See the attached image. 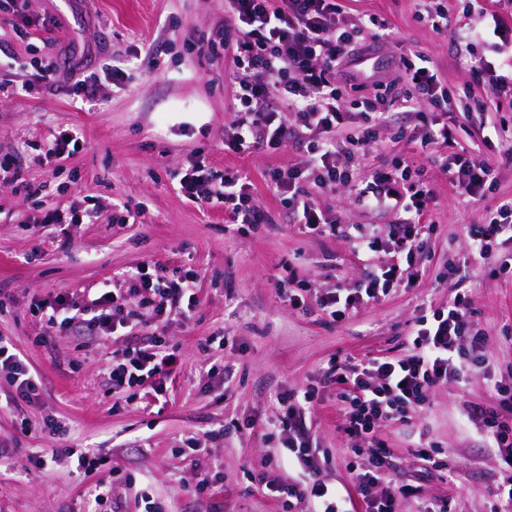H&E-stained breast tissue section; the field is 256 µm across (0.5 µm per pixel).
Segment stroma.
Returning <instances> with one entry per match:
<instances>
[{
	"label": "stroma",
	"instance_id": "stroma-1",
	"mask_svg": "<svg viewBox=\"0 0 512 512\" xmlns=\"http://www.w3.org/2000/svg\"><path fill=\"white\" fill-rule=\"evenodd\" d=\"M447 2L452 29L439 34L415 19L414 0H356L360 14L384 19L397 34L360 69L396 72L409 48L430 58L448 87L457 143L479 146L495 168L494 182L480 202H469L441 174L440 148L422 153L393 142L395 128L422 132L416 115L397 114L379 130L368 170L390 167L401 155L423 168L437 193L429 248L417 259L424 276L335 326L319 311L306 314L283 302L277 282L284 264L314 293L354 287L392 256L359 252L338 235L299 232L264 175L302 165L305 149L290 143L276 152L225 153L232 59L193 48L223 24L222 0H18L0 15V80L27 85L0 98V154L22 177L18 184L0 179V336L10 338L40 380L38 397L18 402L8 376H0V442L11 450L0 461V512H88L102 481L112 484L102 512H145L151 502L163 512H281L267 486L287 480L289 469L263 464L279 445L266 436L268 421L282 412L279 396L318 386L330 359L405 353L421 304L440 307L454 297L445 276L452 260L465 266L473 319L487 335L482 370L468 382L435 388L409 422L387 423L379 436L397 482L417 487L424 499L447 500L448 512H489L512 469L466 409L493 403L496 384L512 385V273H495L492 261L470 256L466 227L512 200V163L498 143L481 142L484 128L512 117V92L499 93L489 111H469L468 95L484 94L471 60L499 53L488 43L459 44L457 30L477 17L466 0ZM116 60L127 73L120 89L107 73ZM47 67L56 69L55 81L41 80ZM73 69L100 77L98 105L76 96ZM71 128L81 134L75 151L43 161L44 143ZM196 161L217 172H249L254 202L269 223L229 224L223 211L190 203L175 175ZM28 184L100 217L64 228L37 223L40 205L26 194ZM320 200L342 222L383 237L395 220L340 190ZM124 207L136 218L116 221ZM146 263L194 271L201 305L189 322L164 323L180 362L162 395L149 380L115 393L106 368L125 339L59 332L37 307L60 294L94 295L115 272ZM214 364L222 374H210ZM48 417L65 423V434L41 433ZM310 419L322 476L350 486L354 442L343 430L335 389L320 388ZM219 429L224 438L208 439ZM422 442L444 451L450 476L424 472L415 455ZM65 446L70 454H62ZM86 448L99 450L103 466L78 470L76 454ZM39 458L44 467H36ZM260 472L264 481H255Z\"/></svg>",
	"mask_w": 512,
	"mask_h": 512
}]
</instances>
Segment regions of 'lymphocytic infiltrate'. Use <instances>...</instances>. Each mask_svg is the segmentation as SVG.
Returning a JSON list of instances; mask_svg holds the SVG:
<instances>
[{
	"mask_svg": "<svg viewBox=\"0 0 512 512\" xmlns=\"http://www.w3.org/2000/svg\"><path fill=\"white\" fill-rule=\"evenodd\" d=\"M384 36L372 31L364 17L351 12L347 0H224V27L203 39L198 51L230 53L233 69L227 76L234 99V116L224 135V149L233 154L256 150L276 151L287 142L306 149L304 165L267 171L265 181L282 197L295 224L304 234H335L336 215L322 208L315 195L344 189L355 202L391 212L396 221L386 238L367 235L360 228L345 229L358 250H392L396 263L378 268L356 288H328L306 301L303 286L289 279L285 300L290 309L317 308L333 324L358 307L378 301L392 291L410 287L418 278L416 258L428 247L433 225L431 212L436 193L422 169L399 158L387 169L364 174L368 148L379 129L388 127L397 112L446 111L448 91L433 67L415 65L401 57L404 84L379 75L374 89L393 88L384 108L362 100L365 123H347L345 95L361 89L354 65L366 60ZM442 174L457 193L481 199L493 179L492 166L468 150L440 163ZM181 191L199 205L223 207L228 223L264 224L266 212L253 202L254 184L241 169L215 176L204 164L187 168ZM471 254L488 256L497 241H512V201L483 215L467 227ZM126 292L102 290L96 297L59 296L50 303L47 322L65 331L82 325L92 335L109 336L125 328L145 325L170 315L190 319L199 304L193 273L147 270L138 267L123 274ZM471 303L456 296L447 307L418 318L406 354L367 360L332 361L322 374V384L336 390L344 403V431L362 441L364 468L354 476L353 493H342L319 476L317 451L306 422V408L316 394L306 390L300 401H288L273 420L270 436L283 439L289 464L299 472L295 480L276 486L283 508L306 500L312 512H350L354 497H361L367 512H400L403 499L415 497L408 485L390 476L389 450L378 435L387 422H405L429 402L432 390L448 382H463L480 362L486 339L472 319ZM177 362L163 336L132 335L120 361L108 366L113 387L128 389L148 379L162 380ZM0 370L28 398L38 383L12 343L0 336ZM494 405L470 406L468 415L479 420L489 439L505 451L512 466V387L496 389Z\"/></svg>",
	"mask_w": 512,
	"mask_h": 512,
	"instance_id": "1",
	"label": "lymphocytic infiltrate"
}]
</instances>
